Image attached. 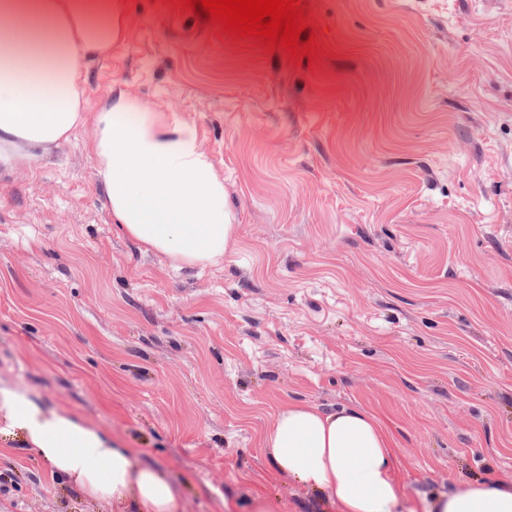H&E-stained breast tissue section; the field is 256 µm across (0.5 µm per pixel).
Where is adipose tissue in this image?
<instances>
[{"instance_id": "obj_1", "label": "adipose tissue", "mask_w": 512, "mask_h": 512, "mask_svg": "<svg viewBox=\"0 0 512 512\" xmlns=\"http://www.w3.org/2000/svg\"><path fill=\"white\" fill-rule=\"evenodd\" d=\"M127 28L124 0H0V166L30 168L81 128H93V176L117 224L170 265L220 264L236 242L224 177L193 121L126 90L95 116L87 74ZM0 419L50 467L95 500L137 512H180L175 488L134 449L25 393L0 388ZM276 472L323 492L336 512H512V480L465 483L413 502L394 450L371 413L293 403L263 434Z\"/></svg>"}]
</instances>
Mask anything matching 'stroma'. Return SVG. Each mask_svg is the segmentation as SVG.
Masks as SVG:
<instances>
[{
	"label": "stroma",
	"instance_id": "1",
	"mask_svg": "<svg viewBox=\"0 0 512 512\" xmlns=\"http://www.w3.org/2000/svg\"><path fill=\"white\" fill-rule=\"evenodd\" d=\"M91 66L195 122L237 242L173 270L114 221L92 129L0 167V386L158 467L185 512H336L262 446L291 403L377 416L410 495L512 479V0H300L318 56L125 0ZM0 420V512H112Z\"/></svg>",
	"mask_w": 512,
	"mask_h": 512
}]
</instances>
